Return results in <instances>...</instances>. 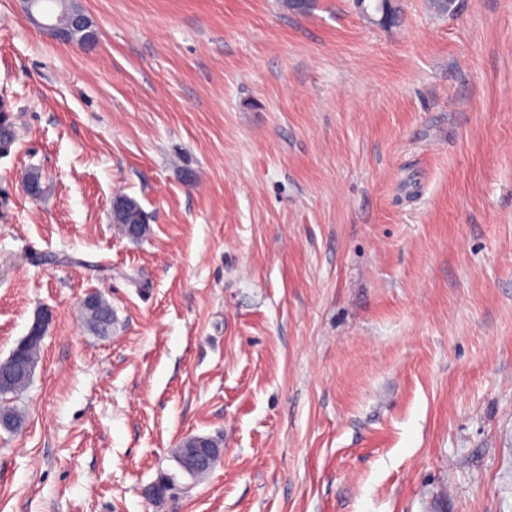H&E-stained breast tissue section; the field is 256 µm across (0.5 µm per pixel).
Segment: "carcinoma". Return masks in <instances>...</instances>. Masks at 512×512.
<instances>
[{"instance_id":"carcinoma-1","label":"carcinoma","mask_w":512,"mask_h":512,"mask_svg":"<svg viewBox=\"0 0 512 512\" xmlns=\"http://www.w3.org/2000/svg\"><path fill=\"white\" fill-rule=\"evenodd\" d=\"M112 223L122 234H127L129 227L141 223L138 202L127 196L119 195L114 198ZM84 323L94 332L106 335L112 328V306L99 295L92 296L90 304L83 309ZM43 338L34 333L24 338V366L18 369L3 361L0 363V427L16 432L23 428L25 418L22 412L8 403V397H18L29 384L38 362Z\"/></svg>"}]
</instances>
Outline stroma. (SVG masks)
Segmentation results:
<instances>
[{"instance_id":"stroma-1","label":"stroma","mask_w":512,"mask_h":512,"mask_svg":"<svg viewBox=\"0 0 512 512\" xmlns=\"http://www.w3.org/2000/svg\"><path fill=\"white\" fill-rule=\"evenodd\" d=\"M78 4L0 0V512H512V0ZM23 10L31 24L48 31L56 40L63 43L93 45L97 42L96 30L89 18L79 7L71 10L69 20L60 22L51 7L42 6V0H21ZM114 204L112 222L122 234L126 235L130 226L141 223L138 202L127 195H119L114 198ZM91 297V303L84 305V323L94 332L106 335L112 328V306L99 295ZM33 333V335L25 336L22 339L24 340L23 356L25 358L23 368L18 369L10 365L8 359L3 361L0 366V416L2 428L10 432L21 430L25 424L22 412L16 406L8 403L7 396L18 397L28 387L33 376L43 343L41 334ZM193 439L197 441L198 448H189L182 458V465L192 473H207L221 454V443L207 436H195ZM207 441L213 448H208Z\"/></svg>"}]
</instances>
